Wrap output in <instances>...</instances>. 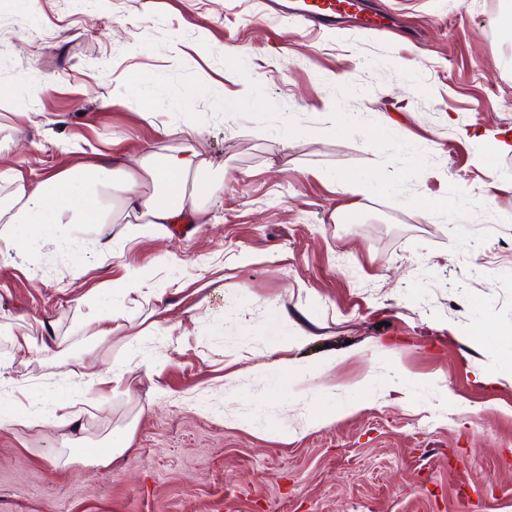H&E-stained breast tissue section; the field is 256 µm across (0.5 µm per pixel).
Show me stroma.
I'll return each mask as SVG.
<instances>
[{
  "label": "stroma",
  "mask_w": 512,
  "mask_h": 512,
  "mask_svg": "<svg viewBox=\"0 0 512 512\" xmlns=\"http://www.w3.org/2000/svg\"><path fill=\"white\" fill-rule=\"evenodd\" d=\"M510 9L361 0L315 30L264 0H0L10 164L38 179L83 152L180 151L189 123L224 166L166 239L135 232L117 175L116 253L0 256V357L47 321L64 342L0 398L101 399L73 429L0 427V512H512V36L494 24ZM246 79L255 103L225 111ZM490 141L509 149L487 173ZM436 195L460 217L422 215ZM134 273L133 319L93 358L136 371L87 389L70 369L105 313L95 290ZM130 425L107 469L56 466L67 438Z\"/></svg>",
  "instance_id": "35a3bbf8"
}]
</instances>
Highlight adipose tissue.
I'll use <instances>...</instances> for the list:
<instances>
[{"mask_svg":"<svg viewBox=\"0 0 512 512\" xmlns=\"http://www.w3.org/2000/svg\"><path fill=\"white\" fill-rule=\"evenodd\" d=\"M112 164L110 155L99 153L93 159L47 173L36 181L13 166L0 170V180H7L12 187L11 207L0 210V254H11L24 262L49 246L68 253L77 244L76 231L106 224L108 217L98 201L97 188L102 175L111 172ZM120 171L127 192L124 208L140 215V231L158 237L165 236L168 225L195 223L198 201L222 187L219 167L200 158L192 148L150 152L122 164ZM146 181L155 187L148 196L140 191ZM140 292L141 283L135 276L127 278L122 287L101 289L107 314L90 334L91 343L107 341L116 324L129 320L125 301ZM61 346V340L55 336L12 337L8 360L0 362V387L14 385V365L30 362L38 353L57 352ZM73 407L68 399L46 403L31 397L21 404L0 405V425L55 426L73 418Z\"/></svg>","mask_w":512,"mask_h":512,"instance_id":"1","label":"adipose tissue"}]
</instances>
